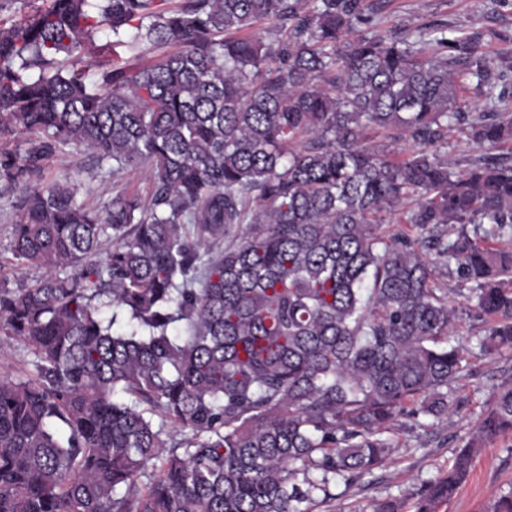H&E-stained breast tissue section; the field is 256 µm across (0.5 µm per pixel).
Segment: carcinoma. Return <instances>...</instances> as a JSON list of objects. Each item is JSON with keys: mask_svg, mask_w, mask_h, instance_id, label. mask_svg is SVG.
I'll list each match as a JSON object with an SVG mask.
<instances>
[{"mask_svg": "<svg viewBox=\"0 0 512 512\" xmlns=\"http://www.w3.org/2000/svg\"><path fill=\"white\" fill-rule=\"evenodd\" d=\"M377 14L49 0L0 25L9 251L44 269L0 278V334L34 356L0 377V512H332L400 418L438 426L469 377L441 268L472 284L480 354L512 348V249L489 245L512 241V114L460 99L512 81L474 36ZM454 132L478 150L464 173ZM65 150L149 188L88 207L46 176ZM497 437L512 385L448 468L371 512H438Z\"/></svg>", "mask_w": 512, "mask_h": 512, "instance_id": "carcinoma-1", "label": "carcinoma"}]
</instances>
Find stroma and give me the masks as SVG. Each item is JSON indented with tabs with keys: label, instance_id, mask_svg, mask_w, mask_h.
<instances>
[{
	"label": "stroma",
	"instance_id": "stroma-1",
	"mask_svg": "<svg viewBox=\"0 0 512 512\" xmlns=\"http://www.w3.org/2000/svg\"><path fill=\"white\" fill-rule=\"evenodd\" d=\"M401 23L423 27L445 23L449 28L479 33L480 48L492 61L512 57V0H382L381 27ZM67 171L79 180L81 202L102 205L116 192L146 189L141 170L115 179L97 169L91 153L64 154L55 160L51 173ZM470 375L457 391L461 413L449 414L435 433L413 428L402 420L397 434L399 448L371 477L369 486L352 490L336 503L340 512H363L372 499L399 496L447 466L455 448L472 433L493 392L512 384V349L491 356L473 353L468 358ZM512 495V440L499 438L479 452L472 472L457 495L439 512H493L500 497Z\"/></svg>",
	"mask_w": 512,
	"mask_h": 512
}]
</instances>
